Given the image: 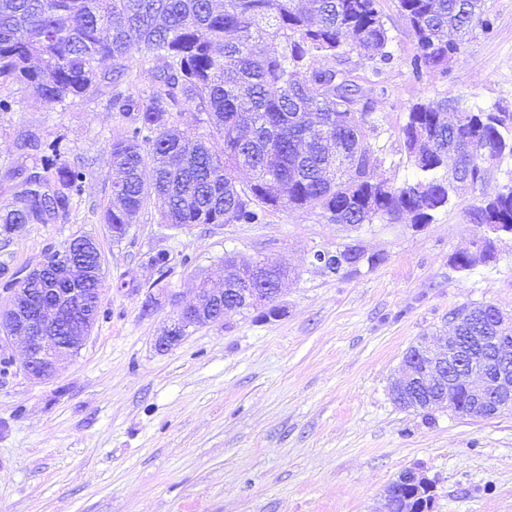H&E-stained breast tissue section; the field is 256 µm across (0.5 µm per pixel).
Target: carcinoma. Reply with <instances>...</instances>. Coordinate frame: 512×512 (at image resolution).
Listing matches in <instances>:
<instances>
[{
	"label": "carcinoma",
	"mask_w": 512,
	"mask_h": 512,
	"mask_svg": "<svg viewBox=\"0 0 512 512\" xmlns=\"http://www.w3.org/2000/svg\"><path fill=\"white\" fill-rule=\"evenodd\" d=\"M415 38L410 65L416 74L444 67L459 55L477 25L493 30L485 0H397ZM267 47L255 50V43ZM389 29L380 0H0V85L24 83L41 98L63 103L84 95L106 79L100 65L112 61L119 84L132 51L156 63V80L142 94L117 92L112 109L134 116L129 134L112 141V195L104 208L115 237L125 235L143 206L155 204L163 223L183 229L193 224H262L270 213L316 208L332 224L358 228L392 221L407 213L428 224L453 198L454 182L482 185L490 166L512 156V111L457 105L454 121L437 119L446 99L411 105L401 128L413 177L384 188L372 175L384 158L371 144L376 117L361 102V77L346 67L356 56L377 70L391 59ZM323 57L333 65L317 67ZM189 106L207 115L212 139L174 126L171 112ZM43 171L24 179L16 203L0 209V234L24 224L44 223L67 212L83 190L88 171L62 160L57 140L32 136ZM150 181H145L146 169ZM250 179L239 184L236 173ZM475 224L512 225V185L472 215ZM81 235L49 263L36 288H104L99 267L90 280L67 275L77 258ZM382 261L359 256L349 246L327 252L330 272L348 263L373 267ZM232 269L224 287L238 288L249 277L260 288H276L282 271L246 266ZM400 512H420L432 495L412 497L393 482Z\"/></svg>",
	"instance_id": "obj_1"
}]
</instances>
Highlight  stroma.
I'll use <instances>...</instances> for the list:
<instances>
[{
	"instance_id": "35a3bbf8",
	"label": "stroma",
	"mask_w": 512,
	"mask_h": 512,
	"mask_svg": "<svg viewBox=\"0 0 512 512\" xmlns=\"http://www.w3.org/2000/svg\"><path fill=\"white\" fill-rule=\"evenodd\" d=\"M393 58L368 72L381 177L411 167L400 129L423 98L464 99L512 110V0H486L492 34L474 31L447 71L413 73L415 38L381 0ZM111 83L49 103L32 88L0 86V208L15 203L38 154L33 132L64 159L89 165L68 215L0 236V262L31 269L79 235L100 244L107 277L102 318L79 354L49 383L16 364L0 374V512H385L384 491L412 467L433 483L431 512H512V411L490 419L447 410L423 415L389 394L405 351L448 334V314L471 303L512 315V237L494 261L458 271L452 256L477 232L483 196L512 183V157L479 189L464 188L420 229L407 218L353 229L318 210H284L262 224H162L144 207L123 239L102 213L112 197V141L132 126L112 111ZM357 244L372 268L334 275L310 254ZM170 255L166 273L147 257ZM288 266L281 317L254 313L190 330L161 352L155 339L194 300L201 279L222 286L224 257Z\"/></svg>"
}]
</instances>
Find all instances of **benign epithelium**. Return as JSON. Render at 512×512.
I'll use <instances>...</instances> for the list:
<instances>
[{"mask_svg": "<svg viewBox=\"0 0 512 512\" xmlns=\"http://www.w3.org/2000/svg\"><path fill=\"white\" fill-rule=\"evenodd\" d=\"M481 243L470 242L463 250L471 265L494 257L495 242L512 236L509 224H486ZM0 301V355L8 356L9 343L21 338L26 355L21 364L33 380L54 378L59 364L77 356L95 326L81 289H55L56 298L35 303L27 288H6ZM279 292L267 288L233 291L224 299V289L211 288L207 281L196 288L195 301L182 308L178 318L156 339V347L167 351L177 346L184 333L227 316L252 309L262 313L271 307L282 311ZM453 325L450 336L435 342L425 338L415 345L417 356L402 359L398 376L391 382V396H417L423 387L448 386V392L465 389L470 418L487 419L512 409V317L484 303L458 308L448 315ZM400 481L415 490L432 491L431 480L419 468L404 471Z\"/></svg>", "mask_w": 512, "mask_h": 512, "instance_id": "obj_1", "label": "benign epithelium"}]
</instances>
